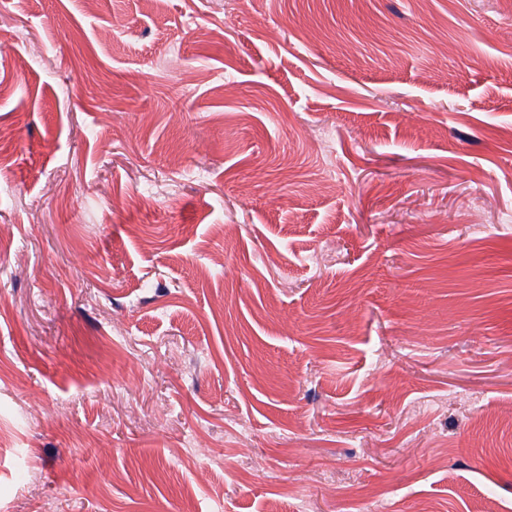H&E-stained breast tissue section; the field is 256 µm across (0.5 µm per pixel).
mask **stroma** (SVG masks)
Returning a JSON list of instances; mask_svg holds the SVG:
<instances>
[{
  "label": "stroma",
  "mask_w": 512,
  "mask_h": 512,
  "mask_svg": "<svg viewBox=\"0 0 512 512\" xmlns=\"http://www.w3.org/2000/svg\"><path fill=\"white\" fill-rule=\"evenodd\" d=\"M1 133L0 512H512V0H0Z\"/></svg>",
  "instance_id": "stroma-1"
}]
</instances>
